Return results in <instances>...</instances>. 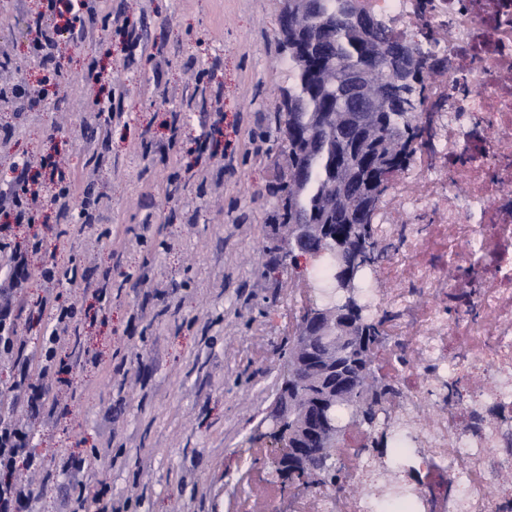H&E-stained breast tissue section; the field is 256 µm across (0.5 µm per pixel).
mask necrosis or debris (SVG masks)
I'll use <instances>...</instances> for the list:
<instances>
[{
  "label": "necrosis or debris",
  "mask_w": 512,
  "mask_h": 512,
  "mask_svg": "<svg viewBox=\"0 0 512 512\" xmlns=\"http://www.w3.org/2000/svg\"><path fill=\"white\" fill-rule=\"evenodd\" d=\"M446 55L429 90L431 140L389 188L376 231L392 249L370 271L369 310L387 316L388 372L398 389L392 432L398 465L419 459L405 512H512L497 492L512 479V0H360ZM480 372L478 405L449 397V376ZM352 454L345 487L299 500L295 512H374L392 479Z\"/></svg>",
  "instance_id": "1"
}]
</instances>
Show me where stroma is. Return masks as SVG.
Wrapping results in <instances>:
<instances>
[{
	"label": "stroma",
	"mask_w": 512,
	"mask_h": 512,
	"mask_svg": "<svg viewBox=\"0 0 512 512\" xmlns=\"http://www.w3.org/2000/svg\"><path fill=\"white\" fill-rule=\"evenodd\" d=\"M138 35L105 31L73 41L70 74L48 86V104L0 111V186L13 161L60 155L79 186L106 200L95 223L43 212L9 237L39 234L28 262L19 328L38 347L47 326L35 314L39 271L48 261L79 279L112 283L100 314L77 286L63 289L79 310L82 342L98 364L70 348L51 394L66 412L32 431L33 450L59 464L85 461L87 498L128 512H262L278 495L264 463L262 419L305 308L301 270L284 267L286 225L277 223L288 150L276 133L278 91L289 84L278 56L282 0H96ZM31 0H0V44L47 73L25 37ZM218 88L219 103L191 104L195 89ZM115 90L121 120L98 115V93ZM108 125L109 136L96 134ZM181 189L166 199L168 181ZM111 446L93 457L92 449ZM140 500H130L132 485Z\"/></svg>",
	"instance_id": "1"
}]
</instances>
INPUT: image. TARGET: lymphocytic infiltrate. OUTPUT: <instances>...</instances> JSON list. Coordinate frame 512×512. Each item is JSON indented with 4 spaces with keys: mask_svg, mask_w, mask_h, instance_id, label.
I'll list each match as a JSON object with an SVG mask.
<instances>
[{
    "mask_svg": "<svg viewBox=\"0 0 512 512\" xmlns=\"http://www.w3.org/2000/svg\"><path fill=\"white\" fill-rule=\"evenodd\" d=\"M46 11L65 12L64 25H48L44 14L32 16V26L40 30L38 49L44 59H53L62 44L72 38H93L109 28L124 29L128 21L123 16L99 15L88 6L86 0H44ZM74 182L63 180L52 196L46 197L29 188L24 175H16L10 185L0 189V215L10 224H32L46 207L67 212L76 200ZM80 200V199H77ZM81 213L92 217L99 206L98 199H83ZM41 239L31 237L11 244L0 240V358L10 359L15 371L10 392L13 400L25 401L32 418L46 417L49 395L43 386L35 385L33 373L52 376L58 365V350L62 340L75 332L77 309L74 305L61 303L58 290L69 281L67 271L55 263L44 265L40 272L43 294L41 309L50 312L54 325L41 339L39 352H29L27 343L17 330V319L21 314L19 290L28 265V256L40 252ZM28 422L0 418V512H27L37 496L36 488L18 479V470L42 473L45 480H53L52 470L46 468L44 460L29 448Z\"/></svg>",
    "mask_w": 512,
    "mask_h": 512,
    "instance_id": "1",
    "label": "lymphocytic infiltrate"
}]
</instances>
